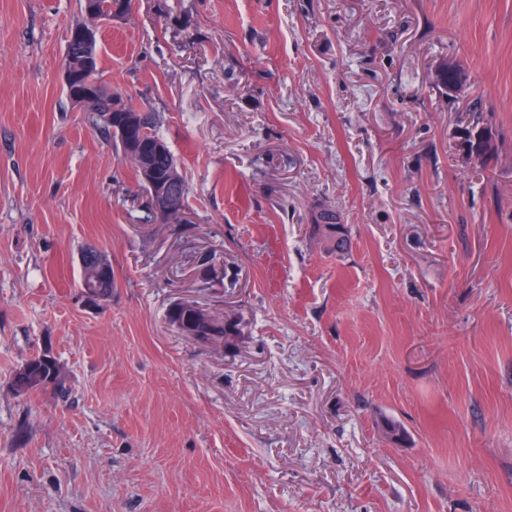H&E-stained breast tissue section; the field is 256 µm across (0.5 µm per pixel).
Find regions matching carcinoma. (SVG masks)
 <instances>
[{
	"instance_id": "carcinoma-1",
	"label": "carcinoma",
	"mask_w": 512,
	"mask_h": 512,
	"mask_svg": "<svg viewBox=\"0 0 512 512\" xmlns=\"http://www.w3.org/2000/svg\"><path fill=\"white\" fill-rule=\"evenodd\" d=\"M121 107L117 113L118 118L130 116L136 120L132 138L126 140L112 130L111 125L94 119L96 127L112 135L117 148L122 155L131 152L140 154L141 164L135 166L140 186L151 197V191L144 182L146 170H151L155 179L168 184L176 193L181 203H186L189 188L179 171L178 163L166 141L160 134V119L157 113L138 108L130 99L123 98L119 91H114L103 85H98V93L92 101V108L101 113L106 112L110 106ZM314 234L319 238L324 250L329 254L342 257L351 248V238L345 225L336 223V211L327 209L323 216V223L313 225ZM170 319L180 320L194 330V336L202 343L219 341L226 336L235 335V326L227 325L221 319L211 322L194 321L191 314L178 306H173L169 314ZM12 385L20 394L32 391L45 390L49 387L64 390L62 369L57 360L48 354H36L23 363L15 372Z\"/></svg>"
}]
</instances>
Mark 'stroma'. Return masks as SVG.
I'll return each mask as SVG.
<instances>
[{"label": "stroma", "mask_w": 512, "mask_h": 512, "mask_svg": "<svg viewBox=\"0 0 512 512\" xmlns=\"http://www.w3.org/2000/svg\"><path fill=\"white\" fill-rule=\"evenodd\" d=\"M81 19L0 0V512H512V0H132L100 74L159 114L183 224L64 91ZM38 353L63 393L14 389ZM438 83L446 87L448 94H457L463 90L467 78L464 71L454 63H442L435 71ZM324 224H313L314 234L319 238L324 250L342 257L351 248V238L345 225L336 224V211L328 208L323 216ZM178 304L191 311L192 315L197 319L202 320H211L214 318H218L216 320H213L211 322H200L197 323L194 321L192 315L190 313H186L184 309H179ZM178 304H175L173 308L170 311L169 317L171 320H180L181 322H185L186 324L190 325L191 328L194 330L193 333L188 329H183V334L187 336H195L197 340H199L202 343H208L210 341H218L213 342L211 345L213 346H223L225 342V336H235V327L236 325H227L224 324V320H221L219 318H223L220 316H217L207 310L206 308H203L199 305H197L193 301H181L178 302ZM224 340H221L223 339ZM221 340V341H219Z\"/></svg>", "instance_id": "35a3bbf8"}]
</instances>
